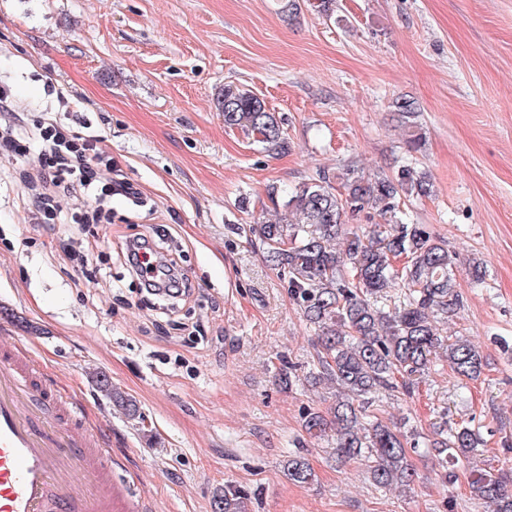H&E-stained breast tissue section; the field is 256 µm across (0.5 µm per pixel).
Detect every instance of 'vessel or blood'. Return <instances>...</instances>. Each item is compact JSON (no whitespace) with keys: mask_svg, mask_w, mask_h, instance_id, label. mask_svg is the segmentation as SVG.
<instances>
[{"mask_svg":"<svg viewBox=\"0 0 512 512\" xmlns=\"http://www.w3.org/2000/svg\"><path fill=\"white\" fill-rule=\"evenodd\" d=\"M35 364L29 348L0 350V512H142L112 482L102 426Z\"/></svg>","mask_w":512,"mask_h":512,"instance_id":"b4317fda","label":"vessel or blood"}]
</instances>
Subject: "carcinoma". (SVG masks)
Returning a JSON list of instances; mask_svg holds the SVG:
<instances>
[{
  "label": "carcinoma",
  "instance_id": "1",
  "mask_svg": "<svg viewBox=\"0 0 512 512\" xmlns=\"http://www.w3.org/2000/svg\"><path fill=\"white\" fill-rule=\"evenodd\" d=\"M218 106L225 127L240 130L268 151L287 150L282 122L251 91L226 84ZM393 112L406 130L408 148L418 151L422 137L415 101L397 98ZM431 193L430 179L410 162L392 176L323 170L288 196L277 223L259 225L266 260L288 276V291L317 330L319 370L310 375L312 384L336 389L329 410L304 414L303 431L313 438L333 433L336 454L366 462L369 479L380 490L408 488L416 472L402 434L369 419L371 394L398 388L410 392L408 383L397 379L425 370L439 350L457 376L475 380L481 374L476 347L459 336L442 335L435 325V319L454 316L462 305L452 278L455 255L422 225L399 216L402 199ZM368 205L382 206L387 223L344 236L346 213ZM397 284L404 289L403 301L388 310L377 306ZM480 442L466 425L433 440L427 452L436 458L442 482L451 478L448 459L469 458ZM284 472L298 485L315 479L308 459L297 453L288 456ZM469 488L489 512H512V480L504 473L472 466ZM247 501L244 490L226 485L214 512H249Z\"/></svg>",
  "mask_w": 512,
  "mask_h": 512
}]
</instances>
